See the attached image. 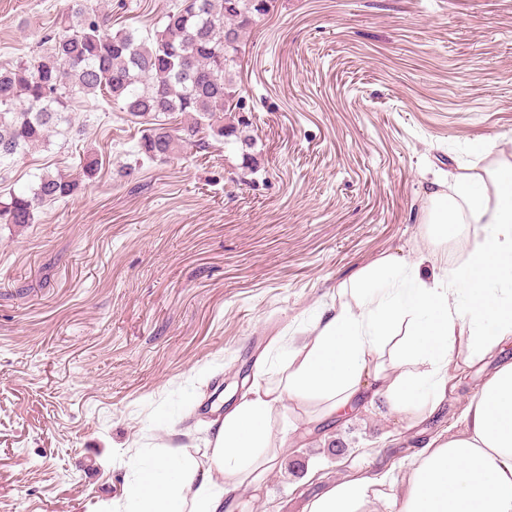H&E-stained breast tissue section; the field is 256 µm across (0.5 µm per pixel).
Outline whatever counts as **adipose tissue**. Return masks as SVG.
<instances>
[{"instance_id":"1","label":"adipose tissue","mask_w":512,"mask_h":512,"mask_svg":"<svg viewBox=\"0 0 512 512\" xmlns=\"http://www.w3.org/2000/svg\"><path fill=\"white\" fill-rule=\"evenodd\" d=\"M429 201V236L443 243L467 234L465 256L448 266L435 253L420 263L385 256L358 270L277 366L258 363L249 392L215 420L203 459L136 462L129 512H234L235 498L258 491L278 463L282 399L318 405L324 417L368 397L420 415L441 405L460 358L496 366L456 431L406 462L405 486L388 471L339 480L304 512H512V166L489 183L455 175ZM424 262L440 273L422 278Z\"/></svg>"}]
</instances>
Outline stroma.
I'll return each instance as SVG.
<instances>
[{
    "instance_id": "obj_1",
    "label": "stroma",
    "mask_w": 512,
    "mask_h": 512,
    "mask_svg": "<svg viewBox=\"0 0 512 512\" xmlns=\"http://www.w3.org/2000/svg\"><path fill=\"white\" fill-rule=\"evenodd\" d=\"M172 0H112V29L156 30ZM68 0H0V67L34 56ZM237 78L259 168L234 144L137 156L144 125L79 97L72 133L0 169V196L45 171L73 196L0 224V512H112L134 460L204 450L273 338L303 335L359 269L435 251V178L512 164V0H274ZM466 371L410 423L378 403L321 423L290 400L281 466L235 512H303L326 483L453 431Z\"/></svg>"
}]
</instances>
